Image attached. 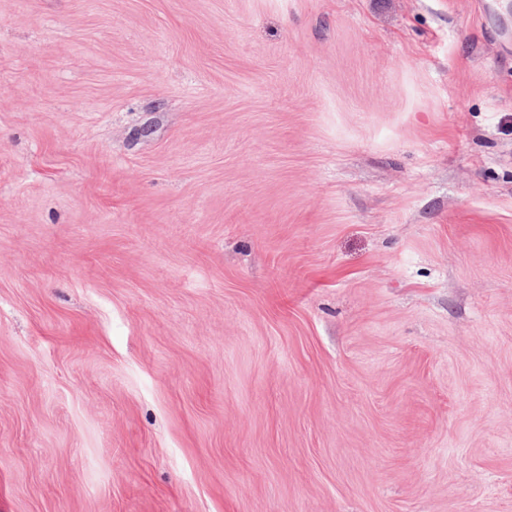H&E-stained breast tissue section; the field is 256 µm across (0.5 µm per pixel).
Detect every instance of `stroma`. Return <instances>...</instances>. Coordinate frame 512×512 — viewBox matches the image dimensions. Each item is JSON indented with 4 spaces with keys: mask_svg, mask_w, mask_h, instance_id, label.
Instances as JSON below:
<instances>
[{
    "mask_svg": "<svg viewBox=\"0 0 512 512\" xmlns=\"http://www.w3.org/2000/svg\"><path fill=\"white\" fill-rule=\"evenodd\" d=\"M512 0H0V512H512Z\"/></svg>",
    "mask_w": 512,
    "mask_h": 512,
    "instance_id": "35a3bbf8",
    "label": "stroma"
}]
</instances>
